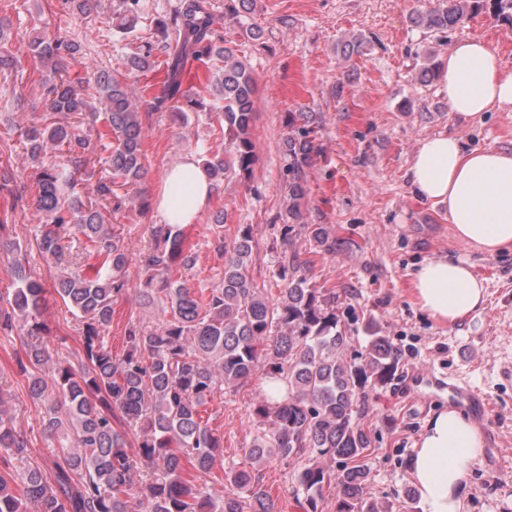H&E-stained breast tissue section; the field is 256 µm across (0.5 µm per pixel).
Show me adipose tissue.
Returning <instances> with one entry per match:
<instances>
[{
    "instance_id": "adipose-tissue-1",
    "label": "adipose tissue",
    "mask_w": 512,
    "mask_h": 512,
    "mask_svg": "<svg viewBox=\"0 0 512 512\" xmlns=\"http://www.w3.org/2000/svg\"><path fill=\"white\" fill-rule=\"evenodd\" d=\"M438 95L460 120L512 112V72L480 38L455 42L436 72ZM407 176L415 198L444 207L453 237L487 255L512 250V150L468 149L440 132L421 139ZM212 182L194 155L170 168L157 199L169 224L194 223ZM412 302L443 326L464 323L486 301L471 264L447 255L424 261L410 276ZM484 445L477 427L450 409L429 419L409 462L421 512H462L465 475Z\"/></svg>"
}]
</instances>
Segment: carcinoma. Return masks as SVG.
<instances>
[{
	"instance_id": "obj_1",
	"label": "carcinoma",
	"mask_w": 512,
	"mask_h": 512,
	"mask_svg": "<svg viewBox=\"0 0 512 512\" xmlns=\"http://www.w3.org/2000/svg\"><path fill=\"white\" fill-rule=\"evenodd\" d=\"M140 0H123L124 15L116 25L119 39L134 43ZM490 8L497 20L512 26V0H436L415 10L413 26L452 31ZM9 9L0 5V74L21 68L9 49L12 40ZM219 0H179L157 31L167 55L162 95L153 96L147 111L167 112L179 121L188 112L216 108L224 122L223 155L201 147L199 159L219 185L231 178L251 179L258 162L253 127L257 84L247 66L224 46L217 29ZM32 58L51 66L39 82L40 98L53 112L79 116L78 124L30 127L23 133L35 172V206L42 215L37 246L47 258L66 268L53 284L64 304L82 318V355L73 363L57 359L50 378L41 367L52 360L40 341L49 327L42 320L47 289L23 263L21 246L11 264L16 287L0 304V332L17 333L22 344L16 366L31 398L48 402L47 429L64 431L74 447L60 448L52 475L44 477L28 462V441L1 409L0 397V512H131L128 501L135 476L145 512H278L258 484L253 471L272 456L295 464L297 492L305 512H319L324 490L333 492L336 512H386L367 496L368 469L363 464L370 445L361 426L368 392L393 376L400 359L397 347L370 320L364 325V345L347 356L349 337L336 315V293L311 284L300 261L298 239L325 235L305 223L309 170L315 153L306 112L288 113V137L282 178L285 223L277 225L284 247L277 277L280 299L270 302L265 286L254 282L248 267L253 254V227L241 224L233 241H224V216L212 227L216 248L224 256V276L207 289L171 279L175 266L192 268L180 230L159 224L153 243L138 255L144 273L140 290L148 304L167 308L168 319L154 326L131 324L121 356L103 342L101 331L112 321V303L128 290L125 249L114 239L103 214L85 204L76 189L75 172L88 162L90 139L81 126L102 123L98 139L116 145L106 158L108 175L99 178L94 193L112 196L114 180L141 183L147 175L141 150L143 124L140 106L128 84L106 69L92 73L96 104L83 95L82 79L61 74L64 58L80 46L45 31L29 41ZM210 73L206 93L185 87L184 74L192 65ZM128 72L151 69L150 52L132 51L125 58ZM66 148V160L46 164L47 149ZM85 237L82 251L65 253L62 243L73 235ZM264 375L272 392L259 394L253 414L260 419L248 457L251 469L231 467L225 480L236 492L217 499L207 482L184 477L186 466L208 474L223 459V439L203 420L202 408L224 389L239 390L256 374ZM137 446L129 450V432Z\"/></svg>"
}]
</instances>
